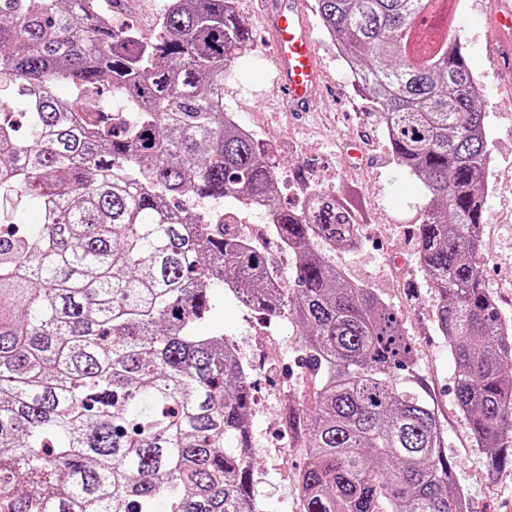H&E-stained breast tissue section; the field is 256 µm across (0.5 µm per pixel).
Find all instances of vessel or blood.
<instances>
[{
	"label": "vessel or blood",
	"mask_w": 512,
	"mask_h": 512,
	"mask_svg": "<svg viewBox=\"0 0 512 512\" xmlns=\"http://www.w3.org/2000/svg\"><path fill=\"white\" fill-rule=\"evenodd\" d=\"M272 46L276 78L289 111H310L324 80L304 0H257Z\"/></svg>",
	"instance_id": "vessel-or-blood-1"
}]
</instances>
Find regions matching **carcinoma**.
<instances>
[{
	"instance_id": "carcinoma-1",
	"label": "carcinoma",
	"mask_w": 512,
	"mask_h": 512,
	"mask_svg": "<svg viewBox=\"0 0 512 512\" xmlns=\"http://www.w3.org/2000/svg\"><path fill=\"white\" fill-rule=\"evenodd\" d=\"M231 0H172L153 34L97 0H0V198L42 210L0 223V512H258L249 376L228 337L202 335L211 288L300 327L314 404L282 420L305 448L303 512H470L439 415L399 385L414 342L391 307L331 260L356 214L313 189L278 207L271 151L224 112V73L251 35ZM444 0H317L391 153L427 190L417 255L439 296L458 408L488 469L512 467V319L483 277L486 113ZM65 82V103L53 87ZM111 93L135 122L103 111ZM191 197L190 213L170 199ZM263 199L293 263L220 224L212 204Z\"/></svg>"
}]
</instances>
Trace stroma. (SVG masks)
<instances>
[{
	"label": "stroma",
	"instance_id": "obj_1",
	"mask_svg": "<svg viewBox=\"0 0 512 512\" xmlns=\"http://www.w3.org/2000/svg\"><path fill=\"white\" fill-rule=\"evenodd\" d=\"M251 33L252 50L239 55L224 75V109L238 113L254 136L271 145L280 162L276 205L293 207L300 197L294 175L323 180L340 196L354 195L359 250L338 251L335 260L350 279L372 290L402 320L417 349L415 377L428 387L444 429V452L454 462L458 486L470 512H512V469L487 483L484 454L474 447L465 415L454 396L455 366L435 322L438 297L421 267L415 228L425 189L394 160L381 113L356 89L353 76L328 34L318 25L316 0H306L318 49L326 66L325 89L313 111L287 112L282 105L269 51L257 15V0H238ZM500 0H467L453 27L481 88L492 163L486 198L484 263L488 291L512 317V33L492 25ZM214 306L203 332L232 339L243 363H253L266 343L274 354L256 365L251 378L256 405L249 431L254 446L253 494L262 512H301L298 478L304 451L288 439L282 414L289 400L311 396L312 381L296 367L300 330L289 324L276 333L278 318L244 308L225 288L213 291Z\"/></svg>",
	"mask_w": 512,
	"mask_h": 512
}]
</instances>
